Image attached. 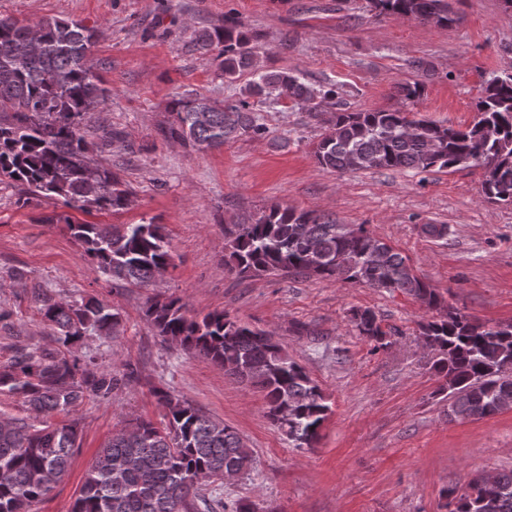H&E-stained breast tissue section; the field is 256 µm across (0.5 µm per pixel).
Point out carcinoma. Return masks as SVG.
Instances as JSON below:
<instances>
[{
    "mask_svg": "<svg viewBox=\"0 0 512 512\" xmlns=\"http://www.w3.org/2000/svg\"><path fill=\"white\" fill-rule=\"evenodd\" d=\"M376 16L452 22L448 0H370ZM36 27L41 47L34 50L29 25L0 18V179L27 187L35 198H57L83 210L119 213L132 205V191L89 155L93 126L86 116L107 97L92 58L96 31L79 21L49 17ZM199 49H219V69L227 81L254 65L252 36L244 26L224 25L197 32ZM277 91L302 102L317 118L323 104L336 112L313 154L318 165L339 172L374 169L435 168L485 170L482 193L491 202L512 205V73L492 75L476 104L477 118L464 129L419 118L411 111L351 112L336 100L334 86L320 89L288 70H269L243 89V99L224 107L187 93L171 102L173 121L166 130L183 145L220 148L238 135L266 133L252 111L251 98ZM81 256L113 283L151 285L170 264L164 227L139 224L67 223ZM224 262L242 276L304 275L365 284L418 299L428 310L446 309L419 325V336L437 351L431 369L448 392L451 419H483L506 411L512 376L504 363L512 353V323H480L450 306L436 288L415 274L390 245L368 237L362 224H338L312 211L272 205L241 224L224 228ZM35 297L40 312L64 346L87 333L108 339L118 332L120 314L96 299L81 304ZM145 317L156 334L183 350L222 367L230 376L261 391L267 416L297 448L310 447L327 419L329 406L302 366L265 331L220 311L187 314L178 298L155 300ZM360 335L374 349L392 345L396 332L385 331L370 309L353 311ZM121 379L93 361L60 349L24 348L0 363V393L23 400L39 425L11 418L0 424V512H29L63 482L74 448L78 419L72 411L87 397L111 398ZM168 409L158 427L137 420L133 431L112 436L85 474L72 512H199L210 507L224 471L242 474L254 458L238 432L186 401L164 391ZM64 414L67 420L52 417ZM475 497L460 496L453 512H479L476 502L493 503V512H512V471L479 476L469 483Z\"/></svg>",
    "mask_w": 512,
    "mask_h": 512,
    "instance_id": "cac0c4a2",
    "label": "carcinoma"
}]
</instances>
